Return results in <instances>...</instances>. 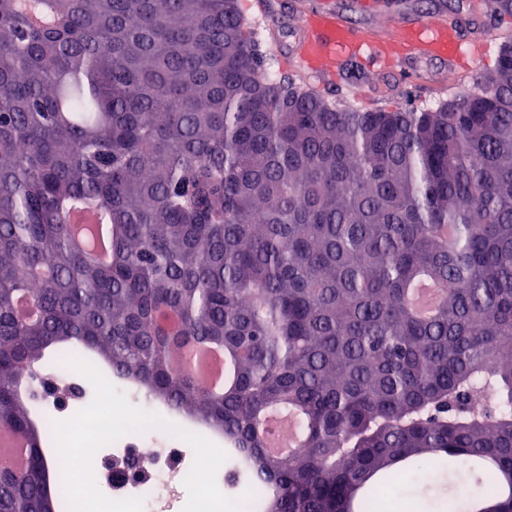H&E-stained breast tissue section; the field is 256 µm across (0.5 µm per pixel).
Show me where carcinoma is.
<instances>
[{"label": "carcinoma", "mask_w": 512, "mask_h": 512, "mask_svg": "<svg viewBox=\"0 0 512 512\" xmlns=\"http://www.w3.org/2000/svg\"><path fill=\"white\" fill-rule=\"evenodd\" d=\"M43 2L49 27L0 0V440L25 465L0 459V512L68 506L19 386L80 348L224 434L261 512H375L437 466L463 512H512V58L435 108L339 109L288 96L239 0ZM206 368H214L218 372V377L211 381L209 386L219 392L224 388V349L222 346L211 344L202 345L196 348L192 353L189 363V369L198 373Z\"/></svg>", "instance_id": "carcinoma-1"}]
</instances>
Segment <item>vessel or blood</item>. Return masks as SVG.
I'll use <instances>...</instances> for the list:
<instances>
[{
	"instance_id": "b4317fda",
	"label": "vessel or blood",
	"mask_w": 512,
	"mask_h": 512,
	"mask_svg": "<svg viewBox=\"0 0 512 512\" xmlns=\"http://www.w3.org/2000/svg\"><path fill=\"white\" fill-rule=\"evenodd\" d=\"M482 52L479 45L460 47L452 28L441 18L422 22L397 23L394 29L374 30L364 35L351 28L336 10L333 0H325L320 10L303 13L292 59L314 77H327L349 56L370 55L381 62L400 57H437L449 66L473 63Z\"/></svg>"
}]
</instances>
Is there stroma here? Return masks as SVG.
Here are the masks:
<instances>
[{
    "instance_id": "stroma-1",
    "label": "stroma",
    "mask_w": 512,
    "mask_h": 512,
    "mask_svg": "<svg viewBox=\"0 0 512 512\" xmlns=\"http://www.w3.org/2000/svg\"><path fill=\"white\" fill-rule=\"evenodd\" d=\"M319 0H241V8L252 31L270 51L273 71L301 79L297 63L288 59L298 32V12ZM359 0H336L343 16L354 29L367 32L386 28L400 21L419 22L436 14L446 15L461 42L483 39L487 51L470 73L456 76L452 83L439 85L448 65L439 59L408 58L380 69L368 66L364 59L339 64L336 79L318 87L319 95L341 107L359 110L396 109L407 105L434 106L440 101L470 92L475 80L494 68L502 33H512V17L490 15L483 0H383L373 17H365Z\"/></svg>"
}]
</instances>
